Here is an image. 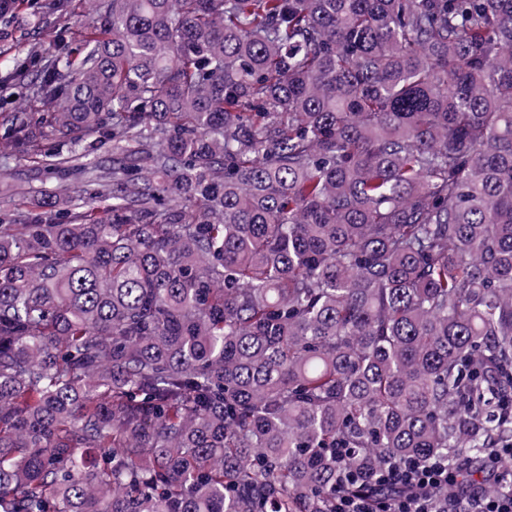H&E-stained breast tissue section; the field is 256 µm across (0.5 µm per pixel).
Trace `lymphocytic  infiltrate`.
<instances>
[{
  "instance_id": "obj_1",
  "label": "lymphocytic infiltrate",
  "mask_w": 512,
  "mask_h": 512,
  "mask_svg": "<svg viewBox=\"0 0 512 512\" xmlns=\"http://www.w3.org/2000/svg\"><path fill=\"white\" fill-rule=\"evenodd\" d=\"M487 469L496 493H488L487 483L468 479V462L449 468L439 459H407L386 463L376 482L391 496L381 501L367 494H350L346 488L356 482L353 472H345L336 486V512H512V437L494 442ZM448 491V506L440 508L436 493Z\"/></svg>"
}]
</instances>
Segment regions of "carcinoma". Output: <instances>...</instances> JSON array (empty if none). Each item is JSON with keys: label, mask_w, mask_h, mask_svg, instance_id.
<instances>
[{"label": "carcinoma", "mask_w": 512, "mask_h": 512, "mask_svg": "<svg viewBox=\"0 0 512 512\" xmlns=\"http://www.w3.org/2000/svg\"><path fill=\"white\" fill-rule=\"evenodd\" d=\"M80 2L32 3L50 41L0 76L39 63L0 128L59 176L0 224V512L481 473L512 434V0Z\"/></svg>", "instance_id": "carcinoma-1"}]
</instances>
